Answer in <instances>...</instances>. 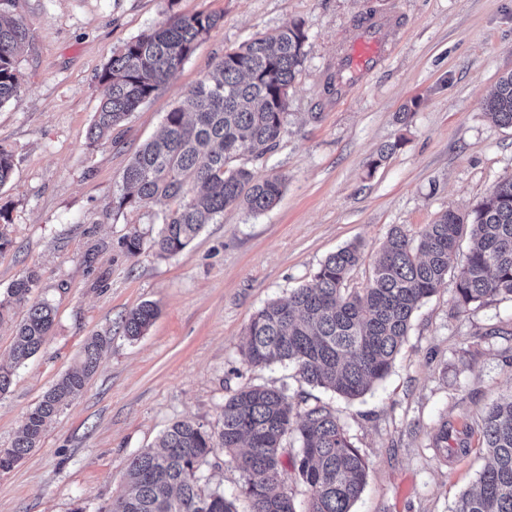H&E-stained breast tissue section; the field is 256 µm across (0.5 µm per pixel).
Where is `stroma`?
Listing matches in <instances>:
<instances>
[{
	"label": "stroma",
	"mask_w": 512,
	"mask_h": 512,
	"mask_svg": "<svg viewBox=\"0 0 512 512\" xmlns=\"http://www.w3.org/2000/svg\"><path fill=\"white\" fill-rule=\"evenodd\" d=\"M197 12L221 15L220 26L109 140L90 144L99 74L113 51L171 15ZM11 13L28 20L32 40L16 56L19 95L0 106V147L14 158L0 188L10 239L0 292L35 273L32 300L57 314L40 352L0 396V447L88 336L108 329L112 343L38 447L0 474V512H70L77 503L100 512L123 495L130 459L169 425L191 419L219 429L225 400L253 384L336 411L369 466L352 512H452L488 463L483 411L512 393V298L455 306L469 240L415 312L391 372L359 399L310 386L289 366L249 367L239 345L257 309L309 282L339 248L360 246L346 286L362 291L393 226L414 234L447 210L468 212L512 175V129L483 109L512 73V0H16ZM367 15L389 20L390 55L337 98L327 84L340 46ZM296 21L307 41L286 131L274 152L245 162L256 176L284 177L280 201L256 215L227 208L183 251L156 256L152 240L170 204L114 210L124 169L226 52ZM388 143L395 153L376 163ZM135 231L143 245L132 256L123 241ZM147 301L158 315L144 336L128 339L117 322ZM443 421L449 445L466 442L467 454L436 450L432 434ZM205 473L237 512H250L228 455Z\"/></svg>",
	"instance_id": "stroma-1"
}]
</instances>
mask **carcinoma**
Returning <instances> with one entry per match:
<instances>
[{
	"instance_id": "cac0c4a2",
	"label": "carcinoma",
	"mask_w": 512,
	"mask_h": 512,
	"mask_svg": "<svg viewBox=\"0 0 512 512\" xmlns=\"http://www.w3.org/2000/svg\"><path fill=\"white\" fill-rule=\"evenodd\" d=\"M12 5L14 0H0V105L20 92L16 55L29 37L27 21L9 15ZM220 21L213 13L174 15L113 52L100 75L105 95L89 128L90 142L108 139L114 127L169 82ZM306 40L303 24L293 22L224 54L167 112L160 135L134 154L113 195V208H139L159 199L177 202L153 239L158 256L181 252L228 207L259 214L279 202L285 180L257 178L240 160L261 159L278 146L286 131L288 90ZM484 110L496 125L512 128V73L499 79ZM13 170V155L0 148V187ZM465 234L473 247L456 282L455 306L512 297L511 177L497 183L471 212L445 211L416 236L392 227L361 292L344 288L362 258L359 247L347 245L326 257L311 282L253 314L240 348L243 361L252 368L288 364L313 387L349 400L364 396L390 372L414 313L448 276ZM36 283L29 273L0 297V322L17 308L27 309L11 347L16 365L40 351L55 322L50 303L30 302ZM157 315L152 302L132 309L121 320L124 335H144ZM109 342L105 334L87 337L76 367L27 413L10 446L0 448L1 474L37 447L47 424L84 391ZM482 434L491 463L477 487L460 495L453 512H512V395L488 408ZM290 435L298 442L292 452L285 446ZM219 449L241 472V493L251 501V512H297L281 480L285 456L309 492L305 512H352L366 484L368 465L334 410L327 405L301 410L282 389L250 385L224 402L219 431L179 420L163 433L158 449L134 455L124 495L100 512H236L224 492L206 489L204 466Z\"/></svg>"
}]
</instances>
